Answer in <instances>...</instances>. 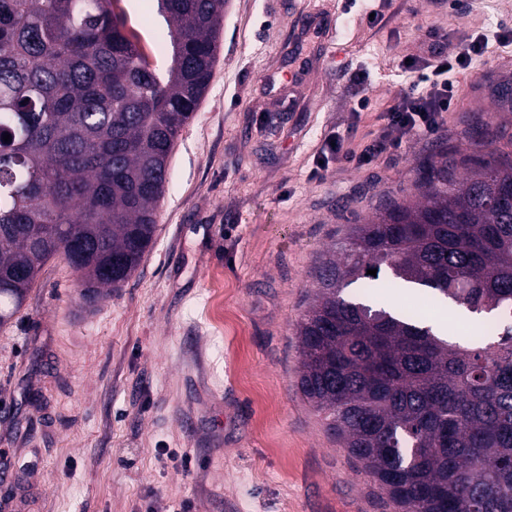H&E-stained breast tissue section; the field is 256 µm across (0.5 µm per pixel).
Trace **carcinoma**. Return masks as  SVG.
Segmentation results:
<instances>
[{
	"instance_id": "carcinoma-1",
	"label": "carcinoma",
	"mask_w": 512,
	"mask_h": 512,
	"mask_svg": "<svg viewBox=\"0 0 512 512\" xmlns=\"http://www.w3.org/2000/svg\"><path fill=\"white\" fill-rule=\"evenodd\" d=\"M113 2L0 0V325L48 259L92 304L154 243L226 0H158L162 74ZM474 130L467 177L445 148L419 162L415 199L350 226L297 327L302 396L398 512H512V159L485 148L490 123ZM406 287L485 314L479 333L436 335L388 303Z\"/></svg>"
}]
</instances>
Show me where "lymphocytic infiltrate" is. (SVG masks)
<instances>
[{
	"label": "lymphocytic infiltrate",
	"instance_id": "obj_1",
	"mask_svg": "<svg viewBox=\"0 0 512 512\" xmlns=\"http://www.w3.org/2000/svg\"><path fill=\"white\" fill-rule=\"evenodd\" d=\"M424 36L429 43L427 55L411 57L404 69L412 80L408 89L395 97L381 112V133L364 142L359 149L346 148L343 141L325 144L324 150L337 161L365 167L381 154L401 147L411 136L428 134L440 129L457 97V86L451 77L455 69H468L488 50L490 42H512L507 31L488 33L477 31L465 34L457 44L455 55H448V32L438 26H428Z\"/></svg>",
	"mask_w": 512,
	"mask_h": 512
}]
</instances>
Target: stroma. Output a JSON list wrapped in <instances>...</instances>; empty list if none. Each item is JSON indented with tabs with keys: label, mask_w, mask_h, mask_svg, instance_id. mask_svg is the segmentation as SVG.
<instances>
[{
	"label": "stroma",
	"mask_w": 512,
	"mask_h": 512,
	"mask_svg": "<svg viewBox=\"0 0 512 512\" xmlns=\"http://www.w3.org/2000/svg\"><path fill=\"white\" fill-rule=\"evenodd\" d=\"M113 9L147 39L163 25L157 0ZM502 23L512 0H228L137 271L90 307L54 257L0 326V512H396L300 393L296 329L324 255L386 196L414 197L439 146L467 153L473 114H492V147L512 154V109L496 101L512 45L456 71L436 133L365 169L321 164L322 149L380 132L377 113L411 81L401 60L427 49L422 26L447 28L453 48ZM364 96L371 111L354 115Z\"/></svg>",
	"instance_id": "obj_1"
}]
</instances>
